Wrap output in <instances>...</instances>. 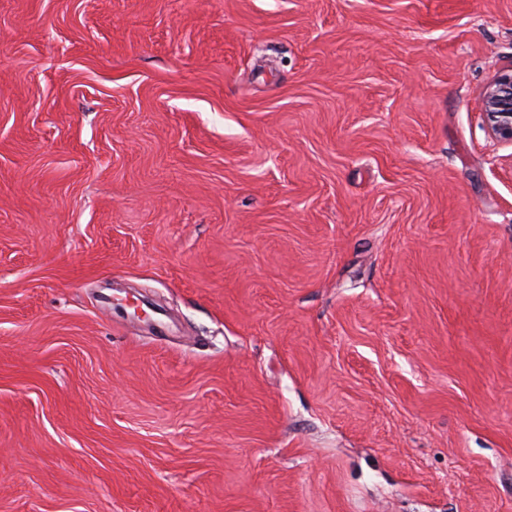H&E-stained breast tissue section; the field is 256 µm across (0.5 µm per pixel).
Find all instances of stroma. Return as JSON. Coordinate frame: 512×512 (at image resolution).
Wrapping results in <instances>:
<instances>
[{
  "label": "stroma",
  "instance_id": "stroma-1",
  "mask_svg": "<svg viewBox=\"0 0 512 512\" xmlns=\"http://www.w3.org/2000/svg\"><path fill=\"white\" fill-rule=\"evenodd\" d=\"M512 0H0V512H512ZM484 121L491 138L512 144V69L501 72L489 86Z\"/></svg>",
  "mask_w": 512,
  "mask_h": 512
}]
</instances>
